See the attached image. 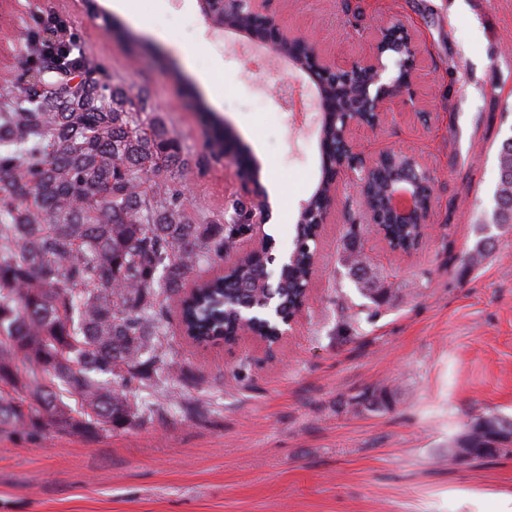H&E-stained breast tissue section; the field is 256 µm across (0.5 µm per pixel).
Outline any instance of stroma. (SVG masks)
Returning a JSON list of instances; mask_svg holds the SVG:
<instances>
[{
    "label": "stroma",
    "instance_id": "35a3bbf8",
    "mask_svg": "<svg viewBox=\"0 0 512 512\" xmlns=\"http://www.w3.org/2000/svg\"><path fill=\"white\" fill-rule=\"evenodd\" d=\"M129 6L113 20L148 54L129 53L71 0H0V86L20 78L41 18L61 20L103 75L149 91L190 161L186 206L207 224L228 218L240 195L234 165L210 156L182 94V82L210 74L223 95L209 109L279 181L264 230L288 253L320 175L318 122L309 113L290 126L263 90L300 72L270 54L244 59L242 38H212L197 0ZM268 10L343 66L368 52L372 19L416 30L411 101L357 138L369 156L422 157L434 177L430 235L404 255L362 231L366 262L390 294L376 317L338 336L365 302L341 257L360 202L341 184L308 301L274 358L249 342L196 348L168 316L162 386L139 392L150 417L98 438L0 435V512H512V457L448 459L466 423L512 415V225L495 230L484 262L468 258L512 136V0H269ZM377 383L389 385V406H357Z\"/></svg>",
    "mask_w": 512,
    "mask_h": 512
}]
</instances>
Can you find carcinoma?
<instances>
[{
    "label": "carcinoma",
    "instance_id": "cac0c4a2",
    "mask_svg": "<svg viewBox=\"0 0 512 512\" xmlns=\"http://www.w3.org/2000/svg\"><path fill=\"white\" fill-rule=\"evenodd\" d=\"M98 66L42 53L35 68L0 88V433L40 437L48 431L100 436L142 421L144 405L112 386H147L167 347L160 329L166 302L182 297L188 273L202 262L224 261V247L249 230L248 206L232 205V224H198L186 211L178 176L189 161L179 140L153 111L148 90L132 92L101 78L70 85L68 73L91 75ZM207 113L213 154L224 155V123ZM320 148L340 149V126L320 128ZM500 178L494 224H512V143L499 150ZM328 169L296 224L288 269L279 280L278 304L288 314L308 284L316 225ZM392 241L414 246L415 224H388ZM360 225L349 224L342 259L360 281L369 304L342 320L347 332L378 314L382 284L373 279L357 246ZM487 233L469 252L490 256ZM263 261L196 285L177 314L192 342L231 335L241 305L256 311L267 294L253 288ZM359 405L379 410L389 389L372 385ZM481 464L485 433L468 426Z\"/></svg>",
    "mask_w": 512,
    "mask_h": 512
}]
</instances>
